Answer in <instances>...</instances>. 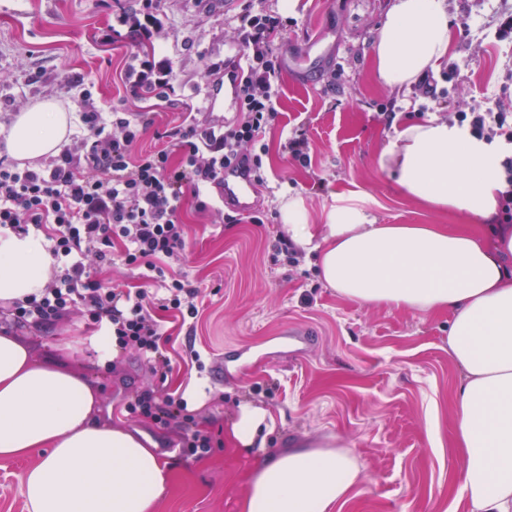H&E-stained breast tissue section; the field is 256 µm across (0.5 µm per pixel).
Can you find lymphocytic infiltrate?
<instances>
[{
  "label": "lymphocytic infiltrate",
  "mask_w": 512,
  "mask_h": 512,
  "mask_svg": "<svg viewBox=\"0 0 512 512\" xmlns=\"http://www.w3.org/2000/svg\"><path fill=\"white\" fill-rule=\"evenodd\" d=\"M231 27L245 54L210 65L205 76L236 84L237 120L224 123L194 113L166 132L163 147L136 154L132 147L153 126L152 113L95 105L85 87L77 99L82 132L58 155L34 168L0 158V229L40 232L57 266L46 288L8 308L15 324L52 326L80 317L89 328L112 332L118 348L137 353L152 375L167 378L173 366L162 350L161 314L173 310L196 319L201 294L185 276L166 268L188 243L181 201L189 193L198 211L217 210L211 192L223 189L224 168L235 161L262 181L261 159L251 149L279 115L283 17L267 0H245ZM169 75L164 64L148 60L129 68L131 97L147 92L166 98ZM455 118L478 138L512 146L507 112L489 108ZM116 250L126 266L138 270L144 288L120 289L99 279ZM127 408L158 428L177 429L182 454L201 459L211 453L212 438L183 396L149 386L137 391Z\"/></svg>",
  "instance_id": "lymphocytic-infiltrate-1"
}]
</instances>
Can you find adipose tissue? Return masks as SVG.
I'll return each instance as SVG.
<instances>
[{"mask_svg": "<svg viewBox=\"0 0 512 512\" xmlns=\"http://www.w3.org/2000/svg\"><path fill=\"white\" fill-rule=\"evenodd\" d=\"M445 0H392L373 46L376 76L408 92L448 55ZM73 117L54 101L19 113L5 136L19 164L56 154ZM498 144L436 116L398 130L379 164L411 198L487 223L377 224L341 206L327 223L282 205L287 240L317 256L337 294L365 307L448 313V355L461 371L453 392L454 448L463 464L454 491L467 512H512V225L496 223L503 189ZM42 237L0 232V302L38 293L52 276ZM97 387L75 371L38 361L27 343L0 334V460L43 451L21 483L28 512H153L172 466L142 434L99 418ZM274 419L242 403L227 432L255 449L241 512H340L366 479L342 448L270 454Z\"/></svg>", "mask_w": 512, "mask_h": 512, "instance_id": "obj_1", "label": "adipose tissue"}]
</instances>
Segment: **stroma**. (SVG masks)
Instances as JSON below:
<instances>
[{"instance_id":"35a3bbf8","label":"stroma","mask_w":512,"mask_h":512,"mask_svg":"<svg viewBox=\"0 0 512 512\" xmlns=\"http://www.w3.org/2000/svg\"><path fill=\"white\" fill-rule=\"evenodd\" d=\"M452 47L438 87L444 95H410L377 79L373 43L390 0H276L288 22L279 44L278 121L260 138L265 184L250 211L224 223L196 212L186 198L181 217L189 243L175 271L202 289L194 327L167 314L174 369L166 381L199 409L215 446L201 460L182 455L178 433L128 415L125 404L155 378L133 352H114L107 370L89 348L84 322L15 327L36 357L55 360L58 344L78 338L72 360L100 388L104 416L141 431L172 458L167 490L154 512H240L255 455L232 443L225 428L241 403L268 410L275 426L267 451L310 443L351 449L366 480L342 512H464L452 478L461 465L452 445V394L459 380L448 355L447 314L368 308L328 288L314 258L283 242L280 204L298 203L309 223L324 224L332 210L354 204L378 224L468 223L411 199L379 165L397 130L414 110L447 116L477 105L512 104V43L495 39L512 0H446ZM136 0H0V135L23 110L42 100L76 106L65 78L89 79L95 101L129 112L152 111L154 125L137 144L154 150L157 135L191 111H205L207 66L235 53L227 29L243 0H162L166 33L154 41L156 60L173 71L169 97L138 100L126 91L130 41L106 42L105 30ZM318 41L320 61L295 58ZM299 128L310 139L308 166L289 161L282 145ZM314 332L306 345L289 328ZM201 354L192 364L188 347ZM40 460L31 455L0 462V512H27L20 484Z\"/></svg>"}]
</instances>
